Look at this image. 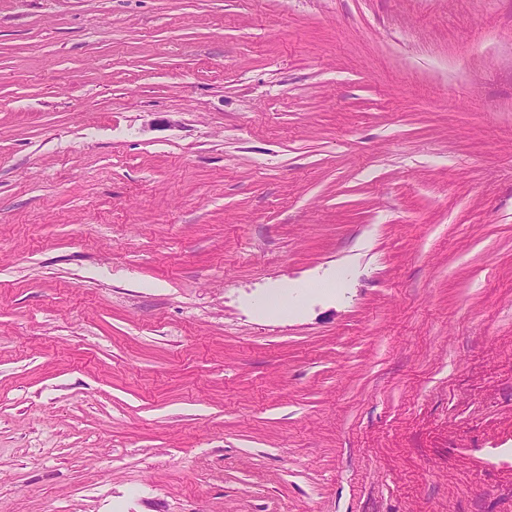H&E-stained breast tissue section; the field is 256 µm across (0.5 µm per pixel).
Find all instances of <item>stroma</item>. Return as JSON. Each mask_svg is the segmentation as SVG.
<instances>
[{"label": "stroma", "instance_id": "obj_1", "mask_svg": "<svg viewBox=\"0 0 512 512\" xmlns=\"http://www.w3.org/2000/svg\"><path fill=\"white\" fill-rule=\"evenodd\" d=\"M0 512H512V0H0Z\"/></svg>", "mask_w": 512, "mask_h": 512}]
</instances>
